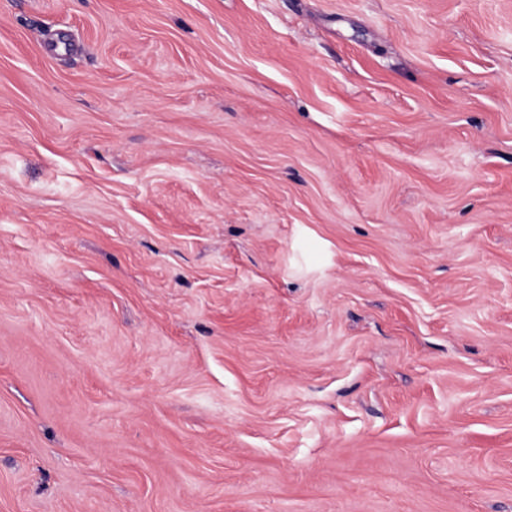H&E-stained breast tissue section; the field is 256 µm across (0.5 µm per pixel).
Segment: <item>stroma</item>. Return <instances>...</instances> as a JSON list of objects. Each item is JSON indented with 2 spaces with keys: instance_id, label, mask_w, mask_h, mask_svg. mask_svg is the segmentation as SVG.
I'll return each mask as SVG.
<instances>
[{
  "instance_id": "stroma-1",
  "label": "stroma",
  "mask_w": 512,
  "mask_h": 512,
  "mask_svg": "<svg viewBox=\"0 0 512 512\" xmlns=\"http://www.w3.org/2000/svg\"><path fill=\"white\" fill-rule=\"evenodd\" d=\"M0 512H512V0H0Z\"/></svg>"
}]
</instances>
